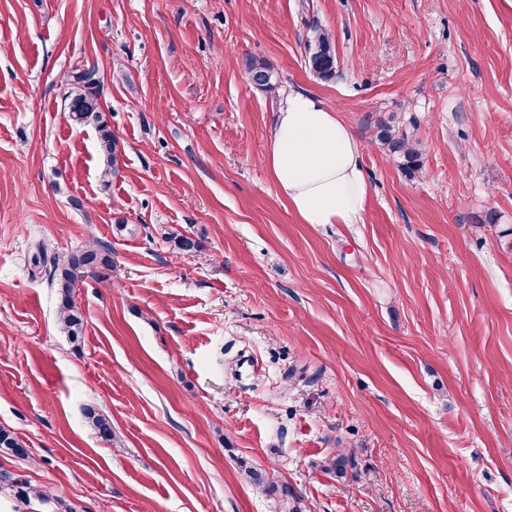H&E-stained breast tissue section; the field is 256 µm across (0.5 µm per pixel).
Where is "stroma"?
Returning <instances> with one entry per match:
<instances>
[{
	"mask_svg": "<svg viewBox=\"0 0 512 512\" xmlns=\"http://www.w3.org/2000/svg\"><path fill=\"white\" fill-rule=\"evenodd\" d=\"M315 24L336 79L305 65ZM89 69L107 184L69 118ZM292 92L360 142L363 223L280 196L264 157ZM92 240L112 264L74 344L34 258ZM0 426L28 450L0 471L35 491L0 512H279L247 465L305 512H512V0H0ZM246 73L249 80L263 91L272 92L279 84L278 74L261 60H248L246 62ZM92 70L74 73L70 91V119L79 126H95L98 131V151L102 160L101 178L109 183L119 167L120 151L112 131L101 111L97 95L91 90ZM377 137L391 154H397L402 157V164L408 172L420 169L419 151L414 147L407 135L396 133L391 126L382 124ZM245 472L251 482L262 489L267 496L278 498L281 512H304V504L287 484L280 483L271 473L257 471L245 466Z\"/></svg>",
	"mask_w": 512,
	"mask_h": 512,
	"instance_id": "stroma-1",
	"label": "stroma"
}]
</instances>
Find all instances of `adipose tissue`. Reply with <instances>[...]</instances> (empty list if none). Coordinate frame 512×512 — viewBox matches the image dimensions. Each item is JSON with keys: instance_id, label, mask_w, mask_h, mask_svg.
<instances>
[{"instance_id": "obj_1", "label": "adipose tissue", "mask_w": 512, "mask_h": 512, "mask_svg": "<svg viewBox=\"0 0 512 512\" xmlns=\"http://www.w3.org/2000/svg\"><path fill=\"white\" fill-rule=\"evenodd\" d=\"M282 198L304 224H359L368 206L361 146L318 97L290 94L265 155Z\"/></svg>"}]
</instances>
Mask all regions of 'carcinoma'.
I'll return each instance as SVG.
<instances>
[{"instance_id":"carcinoma-1","label":"carcinoma","mask_w":512,"mask_h":512,"mask_svg":"<svg viewBox=\"0 0 512 512\" xmlns=\"http://www.w3.org/2000/svg\"><path fill=\"white\" fill-rule=\"evenodd\" d=\"M307 65L310 71L320 80H331L337 73L336 47L331 34L315 25L312 27V37L307 41ZM246 73L249 80L259 89L272 92L279 84L278 74L265 62L250 59L246 62ZM93 71H83L72 75L70 91V119L79 126H94L98 131V151L102 160L101 178L104 184H109L119 167L120 151L112 131L101 111L97 95L91 90ZM378 140L392 154L402 157L404 168L409 172L419 170V151L414 147L409 137L399 134L387 124L380 126ZM110 258L97 244L85 246L67 256L62 262L54 263L57 273L56 285L59 302L57 321L61 330L69 336L78 337L83 325V316L78 307L76 293L84 278L94 275L97 269L109 266ZM90 428L103 440L112 437V427L109 421L97 411L90 409L86 412ZM0 452L15 456L26 455L23 443L14 433L0 426ZM251 482L262 489L268 496L278 498L281 512H304V504L288 485L279 482L272 474L257 471L251 467L245 468ZM8 488L15 495L24 498L29 495L28 486L10 472H0V490Z\"/></svg>"}]
</instances>
